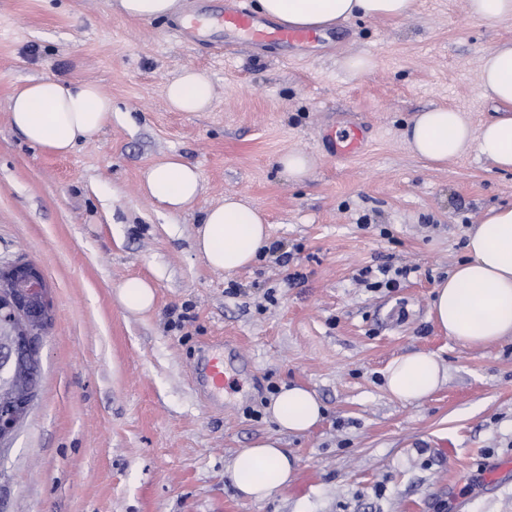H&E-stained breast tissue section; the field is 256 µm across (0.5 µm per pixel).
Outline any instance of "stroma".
Returning a JSON list of instances; mask_svg holds the SVG:
<instances>
[{
    "mask_svg": "<svg viewBox=\"0 0 512 512\" xmlns=\"http://www.w3.org/2000/svg\"><path fill=\"white\" fill-rule=\"evenodd\" d=\"M113 0H0V264L36 263L51 325L41 387L0 455V512H512V340L453 341L429 317L431 293L465 256L480 214L512 203V172L477 154L432 165L403 130L450 105L474 125L494 117L482 56L512 22L469 17L464 0H417L409 16L351 20L289 57L240 53L223 34L187 45L174 18L134 20ZM366 52L374 69L341 66ZM214 85L207 112L171 111L182 70ZM95 83L112 99L100 133L57 156L9 122L16 89L45 75ZM359 128L364 148L333 156L330 128ZM314 168L288 180L277 157ZM177 153L203 191L172 214L140 189L152 162ZM235 194L259 207L291 256L233 274L194 249L204 210ZM410 266L402 288L369 289L362 268ZM301 280H293V273ZM156 286L155 309L115 298L128 277ZM225 343L250 372L223 400L196 388L191 364ZM431 352L447 379L429 398L390 396L395 358ZM300 385L324 406L302 435L277 434L267 408ZM280 435L296 459L287 487L241 497L234 456ZM277 162L283 173L288 176V180L294 183H301L314 166V160L311 156L298 151H288L282 154Z\"/></svg>",
    "mask_w": 512,
    "mask_h": 512,
    "instance_id": "1",
    "label": "stroma"
}]
</instances>
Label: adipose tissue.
Masks as SVG:
<instances>
[{
	"label": "adipose tissue",
	"mask_w": 512,
	"mask_h": 512,
	"mask_svg": "<svg viewBox=\"0 0 512 512\" xmlns=\"http://www.w3.org/2000/svg\"><path fill=\"white\" fill-rule=\"evenodd\" d=\"M416 0H256L264 17L303 29H323L352 19L397 20L410 15ZM483 92L497 114L473 128L465 112L434 107L416 113L403 131L416 157L445 164L477 152L494 167L512 169V41L487 51L480 63ZM168 105L177 112L207 111L214 99L211 81L186 70L164 85ZM112 113V100L91 82L46 75L17 90L9 121L32 145L65 155L93 138ZM197 165L172 153L147 167L142 191L172 213L192 209L202 192ZM271 244L261 212L234 196L206 209L196 229V252L213 270L234 273L255 263ZM466 258L433 289L430 318L449 338L487 347L512 336V204L484 212L466 233ZM446 370L429 352L394 359L385 372L389 393L404 402L428 398L443 382ZM278 436H268L240 450L230 474L239 494L262 500L286 486L295 459L282 446L281 434H303L323 416L316 395L301 386L282 387L268 407Z\"/></svg>",
	"instance_id": "1"
}]
</instances>
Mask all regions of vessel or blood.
<instances>
[{"instance_id":"obj_1","label":"vessel or blood","mask_w":512,"mask_h":512,"mask_svg":"<svg viewBox=\"0 0 512 512\" xmlns=\"http://www.w3.org/2000/svg\"><path fill=\"white\" fill-rule=\"evenodd\" d=\"M207 25L223 28L225 33L231 35L235 47L254 52L271 48L286 50L308 47L320 40L319 33L315 31L259 22L245 6L244 0H224V11L216 16L195 12L186 14L179 20L177 29L189 39ZM327 139L334 155L339 157L356 154L362 146V134L356 129L340 133L328 130ZM204 378L215 391L230 386L231 379L224 370V360L220 355H213L208 360Z\"/></svg>"}]
</instances>
